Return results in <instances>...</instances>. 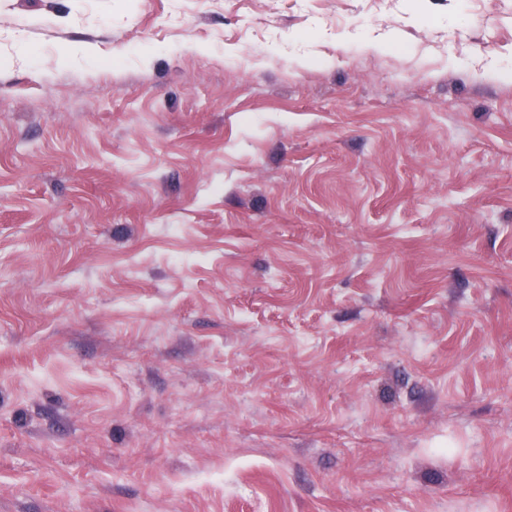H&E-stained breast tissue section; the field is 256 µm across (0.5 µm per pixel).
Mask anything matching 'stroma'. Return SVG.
<instances>
[{
    "instance_id": "1",
    "label": "stroma",
    "mask_w": 512,
    "mask_h": 512,
    "mask_svg": "<svg viewBox=\"0 0 512 512\" xmlns=\"http://www.w3.org/2000/svg\"><path fill=\"white\" fill-rule=\"evenodd\" d=\"M512 0H0V512H512Z\"/></svg>"
}]
</instances>
